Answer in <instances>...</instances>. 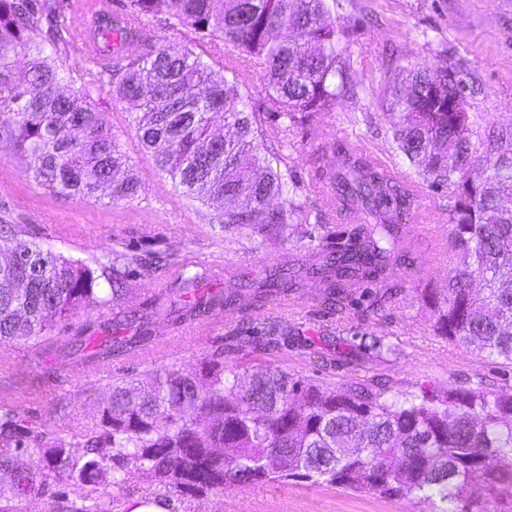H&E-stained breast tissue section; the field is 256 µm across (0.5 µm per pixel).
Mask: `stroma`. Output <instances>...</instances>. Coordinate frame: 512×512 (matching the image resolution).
Returning <instances> with one entry per match:
<instances>
[{
  "label": "stroma",
  "mask_w": 512,
  "mask_h": 512,
  "mask_svg": "<svg viewBox=\"0 0 512 512\" xmlns=\"http://www.w3.org/2000/svg\"><path fill=\"white\" fill-rule=\"evenodd\" d=\"M338 25L347 33L350 92L334 111L315 115L308 127L295 130L287 143L271 139L267 148L287 159L297 183V197L318 204L310 164L322 144L350 140L367 152L385 154L402 175L413 176L391 147L389 123L379 108L386 82L400 67L460 66L474 81L468 96L478 124L512 119V0H327ZM112 133L139 176L143 189L130 202L109 196L83 200L51 195L27 172L25 160L8 140H0V224L12 225L26 236L48 234L55 251L87 262L107 260L112 253L142 257L130 266L126 294L118 308L89 307L58 324L61 336L78 334L89 322H111L115 310H127L153 294L173 287L184 270L230 269L250 277L263 276L289 248L277 241L254 248L246 234H225L209 220V210L171 187L139 144L127 116L129 102L108 90H94ZM432 208L405 232L434 261L426 270L402 266L396 271L404 284L399 298L380 315L368 304V288L341 316L320 302L318 282L307 281L299 294L281 304L251 309L249 299L222 321L198 325L196 333L160 323L159 337L139 358L118 359L105 373L64 360L41 362L24 341L0 346V393H9L46 430L70 436L76 428L93 426L108 401L114 379L141 378L147 372L174 368L194 370L198 363L223 351L225 363L238 361L260 368L276 366L314 383L349 385L377 376L389 380L394 392L471 388L486 381L512 391V367L436 334L434 316L422 300L427 289L445 287L452 262L448 252V193L427 190ZM279 322L288 340L273 351L233 350L244 322ZM386 336L402 354L393 361H375L355 351L362 333ZM461 500H478L486 512H512V483L488 480L460 491ZM254 502L259 512H439V495L426 499H384L369 492L355 493L309 482H272L261 487H229L178 505V512H241L242 501Z\"/></svg>",
  "instance_id": "stroma-1"
}]
</instances>
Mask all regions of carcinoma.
I'll list each match as a JSON object with an SVG mask.
<instances>
[{
    "mask_svg": "<svg viewBox=\"0 0 512 512\" xmlns=\"http://www.w3.org/2000/svg\"><path fill=\"white\" fill-rule=\"evenodd\" d=\"M159 15L185 30V41L134 53L142 25ZM345 36L326 0H124L120 13H91L82 36L58 0H0V139L56 196L95 198L108 189L113 202L132 201L141 180L90 91L106 87L134 105L128 122L172 187L200 199L224 232L245 231L263 248L293 237L306 203L294 198L286 158L261 146L335 109L347 87ZM80 37L93 62L76 88L48 48ZM226 49L262 61L264 99L244 96L239 71L227 78L213 69ZM450 68L458 80H448ZM401 71L380 107L392 148L418 179L378 167L348 141L327 146L332 165H312V179L329 188L319 211L354 225L351 233L310 249L304 263L290 251L259 279L227 271L220 289L201 290L207 272L184 270L174 287L117 317L115 325L129 331L90 323L84 335L66 338L55 334L56 322L120 302L126 269L138 257L72 260L43 236L21 239L2 224L0 344L23 339L42 360L108 365L154 345L158 321L178 327L221 317L243 297L261 306L298 293L307 278L322 283L324 304L338 312L360 289L383 284L371 303L376 314L402 292L395 267L428 263L403 235L416 220L414 189L427 185L448 189L453 259L447 287L427 301L434 328L512 365V122L474 131L468 74L455 65ZM267 112L287 120L272 135L262 121ZM364 347L378 358L399 354L382 336ZM243 369L219 353L195 373L168 369L147 374L145 385L115 383L99 421L68 438L0 402V474L12 477L0 484V512H14L13 500L41 495L63 476L70 493L58 498V512H110L86 488L118 487L132 470L165 501L301 480L386 498L435 488L454 502L464 485L512 480V392L481 382L394 395L385 382L331 388L274 367L248 376ZM75 447L84 452L72 454ZM23 457L37 458L42 470L19 469Z\"/></svg>",
    "mask_w": 512,
    "mask_h": 512,
    "instance_id": "1",
    "label": "carcinoma"
}]
</instances>
